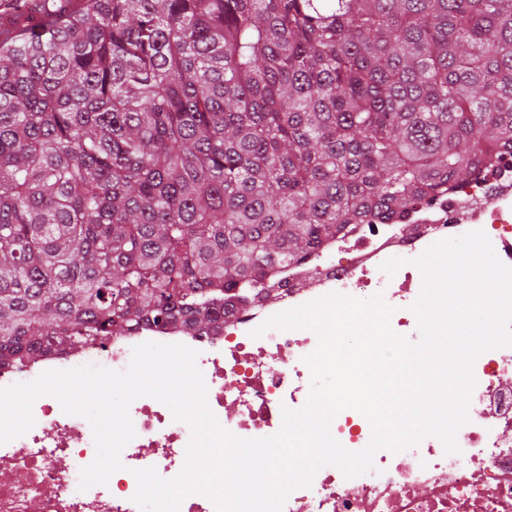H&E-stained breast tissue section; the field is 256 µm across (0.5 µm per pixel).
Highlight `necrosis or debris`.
Here are the masks:
<instances>
[{"instance_id": "obj_1", "label": "necrosis or debris", "mask_w": 512, "mask_h": 512, "mask_svg": "<svg viewBox=\"0 0 512 512\" xmlns=\"http://www.w3.org/2000/svg\"><path fill=\"white\" fill-rule=\"evenodd\" d=\"M475 230L484 231L498 258L512 266L511 159L433 203L412 204L403 216L345 229L322 244L308 264L277 267L276 297L259 295L243 307L226 292L218 328L151 323L100 338L78 355L55 347L36 361L0 368V387L83 363L122 370L138 344L179 343L198 350L208 405L222 428L239 438L268 437L279 431L283 408L304 405L311 383L304 358L317 342L301 329H271L257 338L252 330L275 314L337 292L362 299L382 294L393 309V331L411 332L418 327L412 306L420 295L412 286L421 275L415 258L435 242ZM391 258L403 264L389 276L380 266ZM252 349L260 360H247ZM472 375L470 400L479 413L459 428V453L445 454L440 440L429 436L398 452L378 450L377 470L370 474L347 479L336 467H324L311 486L290 494L283 512H512V346L479 355ZM228 407L234 415H225ZM129 413L136 436L120 454L123 470L107 485L82 492L80 471L95 457L91 425L65 414L55 397H38L33 427L0 444V468L19 475L0 481V512H139L134 470L152 466L162 478H175L191 431L150 397L134 401ZM331 432L346 449L358 451L370 442L372 426L358 411L346 409Z\"/></svg>"}]
</instances>
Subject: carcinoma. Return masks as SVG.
<instances>
[{"mask_svg":"<svg viewBox=\"0 0 512 512\" xmlns=\"http://www.w3.org/2000/svg\"><path fill=\"white\" fill-rule=\"evenodd\" d=\"M0 29V367L210 328L512 157V0H40Z\"/></svg>","mask_w":512,"mask_h":512,"instance_id":"cac0c4a2","label":"carcinoma"}]
</instances>
